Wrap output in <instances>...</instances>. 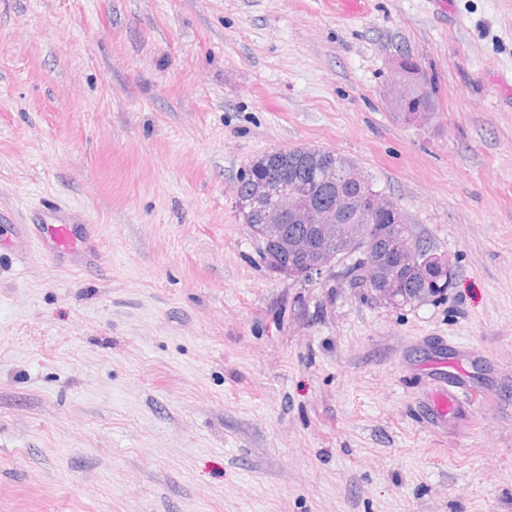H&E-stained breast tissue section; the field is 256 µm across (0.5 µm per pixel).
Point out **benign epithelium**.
<instances>
[{"label":"benign epithelium","instance_id":"1","mask_svg":"<svg viewBox=\"0 0 512 512\" xmlns=\"http://www.w3.org/2000/svg\"><path fill=\"white\" fill-rule=\"evenodd\" d=\"M419 81L421 75L414 74L398 82L392 96L394 111H406L409 86ZM314 193L311 184L290 183L281 177L269 176L253 181L249 195L238 199L244 223H249L255 211L263 218L262 229L255 234L261 244L262 259L274 272L288 278L320 276L339 261L336 238L332 233L333 224L337 223L335 208L320 206ZM349 206L365 220V232L359 240L364 252L375 247L385 217H390L395 224L404 223L398 207L384 195H375L367 201L353 200ZM290 223L311 224L315 235L306 239L290 236ZM284 255L295 262L293 268L288 270L281 266ZM380 261L383 270L369 293L390 304L399 303L400 288L409 277L423 283L432 279H452L451 269L444 259L428 263L419 258L410 239L404 236H394L387 241L386 252Z\"/></svg>","mask_w":512,"mask_h":512}]
</instances>
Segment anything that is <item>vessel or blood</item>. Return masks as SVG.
<instances>
[{
  "label": "vessel or blood",
  "instance_id": "vessel-or-blood-1",
  "mask_svg": "<svg viewBox=\"0 0 512 512\" xmlns=\"http://www.w3.org/2000/svg\"><path fill=\"white\" fill-rule=\"evenodd\" d=\"M79 217L65 207L54 206L44 211L34 224H16L12 227L11 240L18 252H26L29 243H37L45 252H80L84 238L79 230ZM475 390L467 380L462 361L448 367H437L428 378L426 416L437 428L445 427L452 412L462 403L473 401Z\"/></svg>",
  "mask_w": 512,
  "mask_h": 512
}]
</instances>
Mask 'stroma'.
I'll return each instance as SVG.
<instances>
[{
  "label": "stroma",
  "instance_id": "stroma-1",
  "mask_svg": "<svg viewBox=\"0 0 512 512\" xmlns=\"http://www.w3.org/2000/svg\"><path fill=\"white\" fill-rule=\"evenodd\" d=\"M335 2L0 0V512H512V0ZM278 146L355 160L447 292L273 272L237 190ZM50 203L87 264L9 242ZM421 81V75L420 74H413L410 76L407 80H400L398 82L397 88H394L393 96H392V105L395 112H399V118L404 123H409L411 120V115L414 112H406L407 103L409 101V86L414 82ZM463 358L447 366L440 364L428 377V402L426 416L429 423L437 428L448 425L452 412L461 408L462 402H471L476 391L467 380ZM448 369H444V368Z\"/></svg>",
  "mask_w": 512,
  "mask_h": 512
}]
</instances>
